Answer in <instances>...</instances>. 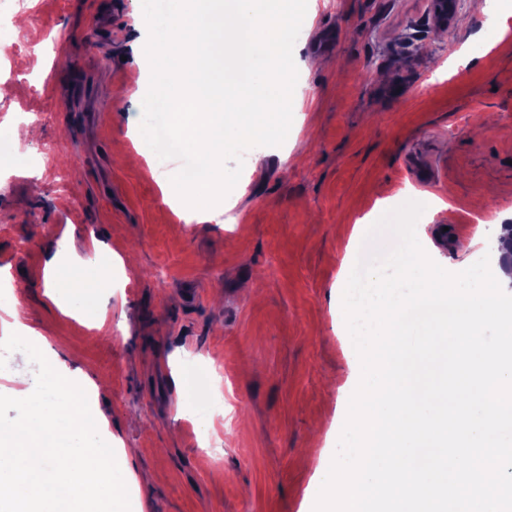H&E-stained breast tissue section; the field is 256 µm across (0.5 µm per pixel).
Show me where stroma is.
Wrapping results in <instances>:
<instances>
[{"label":"stroma","instance_id":"35a3bbf8","mask_svg":"<svg viewBox=\"0 0 512 512\" xmlns=\"http://www.w3.org/2000/svg\"><path fill=\"white\" fill-rule=\"evenodd\" d=\"M142 13V0H27L0 26V44L20 48L14 78L0 79V135L34 128L54 146L44 162L0 156V355L22 317L54 369L84 384L107 420L101 438L136 451L132 512H311L359 369L333 286L359 255L396 244L386 230L366 241L356 221L439 198L446 209L416 233L442 268L500 257L512 12L457 0L445 26L430 0H307L296 145L262 147L261 166L243 167L228 229L164 202L156 179L180 160L124 162L142 117ZM35 55L43 65L23 80ZM93 237L135 264L98 295L47 298L50 264L89 284Z\"/></svg>","mask_w":512,"mask_h":512}]
</instances>
